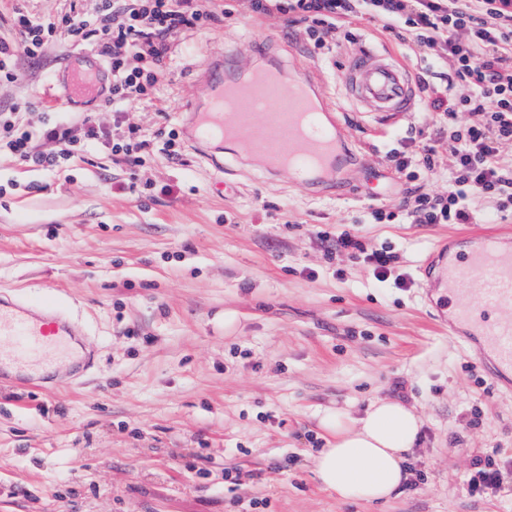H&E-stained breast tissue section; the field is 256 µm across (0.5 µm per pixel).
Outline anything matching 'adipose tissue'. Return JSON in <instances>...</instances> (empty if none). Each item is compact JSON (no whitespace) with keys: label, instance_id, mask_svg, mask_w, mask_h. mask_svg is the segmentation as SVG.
<instances>
[{"label":"adipose tissue","instance_id":"obj_1","mask_svg":"<svg viewBox=\"0 0 512 512\" xmlns=\"http://www.w3.org/2000/svg\"><path fill=\"white\" fill-rule=\"evenodd\" d=\"M331 439L314 458L322 488L344 501L382 503L405 484V463L420 430L406 404L389 399L372 402L364 415L328 414L321 420Z\"/></svg>","mask_w":512,"mask_h":512}]
</instances>
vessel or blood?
Wrapping results in <instances>:
<instances>
[{
  "label": "vessel or blood",
  "instance_id": "vessel-or-blood-1",
  "mask_svg": "<svg viewBox=\"0 0 512 512\" xmlns=\"http://www.w3.org/2000/svg\"><path fill=\"white\" fill-rule=\"evenodd\" d=\"M256 54L260 65L245 72L235 66L232 51L208 56L202 75L204 101L187 114L189 143L218 173L224 170V160L209 151L216 143L235 146L247 158L259 156L260 170L271 176L292 174L282 157H297L309 166L300 183L336 186L350 136L328 96L311 70L300 65L291 70L271 60L265 45L257 46ZM270 73L282 82L277 112L253 103L260 82ZM106 75L93 54L67 59L53 74L64 92L60 106L101 95ZM343 83L351 103L380 117L403 116L414 111L418 101L412 74L388 51L364 46L351 53ZM461 243L459 253L441 261L435 255L445 245L435 244L434 255L420 265L425 286L448 298L449 335L477 337L489 374L512 375V236L478 233L464 236ZM75 332V324L60 310L0 294V371L54 370L72 358Z\"/></svg>",
  "mask_w": 512,
  "mask_h": 512
}]
</instances>
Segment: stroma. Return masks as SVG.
Wrapping results in <instances>:
<instances>
[{"label": "stroma", "instance_id": "35a3bbf8", "mask_svg": "<svg viewBox=\"0 0 512 512\" xmlns=\"http://www.w3.org/2000/svg\"><path fill=\"white\" fill-rule=\"evenodd\" d=\"M216 2L223 14L186 33L158 101L132 105L119 127L101 97L68 119L93 114L114 137L123 126H182L203 96L205 55L229 48L248 68L267 41L318 73L356 156L326 195L254 177L250 164L218 178L189 149L176 162L147 154L134 171L103 148L60 174L0 157V292L61 301L94 355L88 369L76 359L0 376V512H512V494L466 485L482 451L512 462V390L449 336L437 320L445 306L417 271L433 242L512 220L364 223L368 211H400L412 183L390 152L429 116L363 115L343 96L348 55L367 42L413 72L417 57L364 17L326 65L282 19ZM98 4L0 0V39L19 40L16 13L56 22ZM96 50L60 29L45 53L17 52L13 79H0V113L27 102L36 129L54 103L51 73ZM321 229L388 248L411 287L377 281L362 258L326 257ZM378 397L421 421L409 456L417 486L380 504L330 496L314 473L320 420L360 416Z\"/></svg>", "mask_w": 512, "mask_h": 512}]
</instances>
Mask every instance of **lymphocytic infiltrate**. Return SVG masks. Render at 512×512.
Segmentation results:
<instances>
[{
  "mask_svg": "<svg viewBox=\"0 0 512 512\" xmlns=\"http://www.w3.org/2000/svg\"><path fill=\"white\" fill-rule=\"evenodd\" d=\"M244 8L254 16L285 18L305 45L326 52L341 40L349 20L366 16L423 60L417 74L420 99L435 119L405 137L392 161L397 172L429 174L445 189L433 194L414 187L399 214L378 209L368 223L476 224L480 200L497 214L512 213V158L503 155L504 145L512 143V0H245ZM217 19L214 0H101L95 21L69 19L65 25L72 38L99 47L112 72L110 101L119 115L160 84L180 37ZM19 25L20 43L0 40L1 78L11 77L16 51L42 53L57 28L24 16ZM459 112L469 113L467 124L456 123ZM102 145L133 169L153 151L178 160L182 142L174 128L152 137L132 128L112 140L89 113L73 126L44 122L34 133L19 112L0 114V154L25 167L58 173ZM442 146L450 157L445 168L437 159ZM320 238L327 251L364 254L378 280L407 287L404 276L392 274L396 257L390 251L367 250L347 232H324ZM467 484L472 492H501L512 487V466L501 463L497 450H488L476 459Z\"/></svg>",
  "mask_w": 512,
  "mask_h": 512,
  "instance_id": "1",
  "label": "lymphocytic infiltrate"
}]
</instances>
